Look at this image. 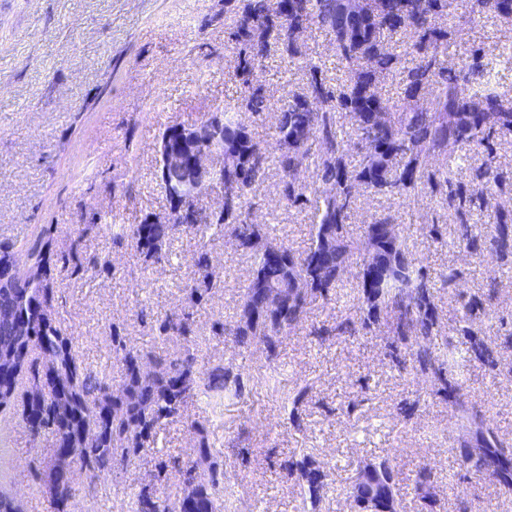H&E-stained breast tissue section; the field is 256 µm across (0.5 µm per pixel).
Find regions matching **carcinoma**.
Masks as SVG:
<instances>
[{
	"label": "carcinoma",
	"instance_id": "carcinoma-1",
	"mask_svg": "<svg viewBox=\"0 0 512 512\" xmlns=\"http://www.w3.org/2000/svg\"><path fill=\"white\" fill-rule=\"evenodd\" d=\"M234 2L236 5L227 13L232 15L230 37L235 44L238 69L245 72L261 63L275 45L290 61L298 62L306 75L304 87L288 97L277 115L275 134L293 136L295 143L283 150L252 138L240 121V109L262 112L266 97L261 88L243 82L241 95L234 103L207 116L224 126V160L218 176L240 189L237 196L224 199V214L215 217L189 201L171 208L162 219L152 214L139 224L112 225V240L132 241L145 263L161 265L169 261V245L176 235L198 236L196 270L186 285L191 308L202 304L220 279L209 255V243L217 238L248 255L253 281L266 289H281L295 274L312 273V261L318 260L320 273L313 278V288L272 313L264 310L260 298L246 296L239 319L224 328V335L234 337L240 344H262L272 358L279 337L302 323L314 297L326 296L336 287L339 271L355 254L362 253L363 245L376 247L385 257L399 259V269L382 287L362 280L356 283L353 299L362 304L360 322L341 319L335 326L318 327L311 334L341 339L385 321L392 335L410 349L407 363L392 355L398 369L411 368L422 377L440 381L441 392L463 431L460 447H469L472 427L484 430L489 453L478 457L471 468L489 480L499 469L512 474V443L485 423L467 396V365L477 362L495 375L501 373L497 351L468 326L473 314L484 309V301L473 296L462 305L457 332L465 339L466 355H460L451 338L436 347L440 328L436 288L454 287L463 278V271L450 266L434 279L423 271L405 240L393 243L378 237L377 227L394 223L390 214L366 225L358 243L347 231L360 185L387 199H409L428 185H444L448 189L445 201L456 219L453 243L487 252L500 261L501 274L512 271V212L498 208L488 212L484 223H470L474 210L485 209L489 196L512 183L511 177L494 166V144L512 137V96L498 90L493 68L482 62L479 50L460 58L453 66L445 65L448 41L457 33L445 24L448 0H372L370 9L376 19L368 31L361 22L341 16L340 0ZM467 11L512 19V0H467ZM306 23L322 28L332 37L340 60L353 66L367 57L372 61L370 68L351 69L350 77L339 89H333L323 68L302 49L298 29ZM397 36L412 38L402 54L396 52L393 42ZM395 68L402 74V96L395 116L380 124L375 115L379 108L376 80ZM428 90L432 91L429 105H418V99ZM347 124L351 126L349 133L345 130ZM352 147L360 152L356 166L348 163ZM463 149L480 161L471 168L467 189L453 182L448 168L432 171L423 161L425 156L446 159ZM271 164L279 171L283 197L290 205L313 204L312 243L304 253L295 254L272 238L264 225L249 219L252 193L266 178ZM304 165L313 167L318 177L310 198L297 189L293 180L295 171ZM259 238L284 249L282 257L257 253L253 243ZM31 256L40 269L38 277L0 288V312L26 315L33 323V336L20 345L16 372L8 380L0 378V413L15 405L21 384L50 379L52 385L66 391V396L27 398L23 400L21 416L26 418L24 425L31 435L53 436V452L71 451L95 476L106 475L129 461L166 420L182 416L189 403L205 394L219 396L226 389L230 370L218 364L202 378L198 376L197 358L190 351L173 359L155 360L154 373L143 376L141 355L127 348L115 330L112 342L125 367V386L120 394H112L105 378L77 361L72 339L53 315V267L67 269L69 257L55 254L51 241L43 237L31 248ZM190 319L189 313L168 317L159 323L158 330L164 336H185ZM310 391L306 382L297 383L288 391L290 420L298 430L303 427L300 409ZM210 457V446L203 438L198 459L181 471V481L189 489L183 495L187 502L185 512H218L217 502L207 490V483L214 481ZM380 466L386 472V480L373 492L374 500L380 512L389 507L398 512L399 504L390 486L393 468L387 461L380 462ZM285 471L289 477L298 474L305 478L311 496H316L320 485L315 473L293 461ZM431 478L432 470L426 464L415 474L414 489L423 499L429 496ZM72 494L68 473L54 470L50 496L56 512H67ZM166 501L174 504L179 498L164 501L143 494L137 500L136 512H163Z\"/></svg>",
	"mask_w": 512,
	"mask_h": 512
}]
</instances>
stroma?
<instances>
[{
	"instance_id": "35a3bbf8",
	"label": "stroma",
	"mask_w": 512,
	"mask_h": 512,
	"mask_svg": "<svg viewBox=\"0 0 512 512\" xmlns=\"http://www.w3.org/2000/svg\"><path fill=\"white\" fill-rule=\"evenodd\" d=\"M226 0H0V243L22 253L49 233L55 251L80 260L98 259L87 274L58 277L55 304L80 363L106 371L113 393L125 370L112 350V332L127 347L155 358L193 349L200 372L224 364L240 379L226 390L219 409L206 400L189 404L185 418L165 423L133 460L106 477L72 476L73 512H132L139 495L177 497L180 468L196 459L207 439L216 467L212 492L222 512H360L351 497L359 464L391 461L401 512H512V492L481 479L461 462L459 430L438 383L394 367L407 356L387 328L317 339L312 328L349 318L358 304L347 293L356 284L352 259L342 290L313 299L305 320L281 336L275 361L264 347L239 345L224 326L238 318L251 262L232 244L211 242V259L223 277L208 301L189 308L185 285L199 249L192 236H176L172 256L145 266L132 243L113 244L108 217L137 224L163 212L167 200L156 179L157 145L172 124L192 125L243 86L237 69ZM466 0H452L448 23L457 35L449 61L471 49L497 56L512 47V22L493 16L465 19ZM334 83L350 69L333 41L317 26L302 37ZM269 108L247 117L257 141L275 136L281 103L303 85L304 74L280 52L253 71ZM253 222L301 253L311 245L312 205L288 206L279 178L268 173L254 192ZM391 214L429 275L456 265L465 275L458 288L438 289L442 334H451L462 299L485 293L497 262L490 255L438 244L430 224L454 223L442 193L424 189L406 201H386L360 190L347 226L352 238L380 214ZM192 309L189 338L159 335L167 317ZM478 315L479 335L512 364V273L502 276L494 298ZM467 390L488 424L512 441V379L493 378L478 364L465 373ZM308 382L304 428L294 430L288 403L273 382ZM51 434L32 440L17 413L0 414V479L21 497L27 512H51L47 493ZM323 473L319 499L304 481L287 478L288 460ZM433 472L431 495L413 489L419 465Z\"/></svg>"
}]
</instances>
